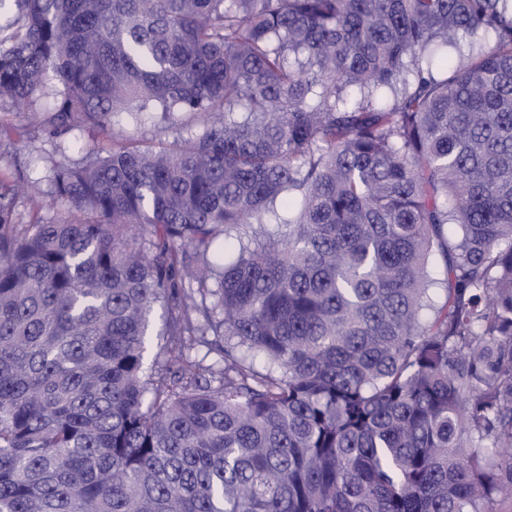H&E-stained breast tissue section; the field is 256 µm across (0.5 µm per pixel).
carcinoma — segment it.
I'll use <instances>...</instances> for the list:
<instances>
[{
	"instance_id": "cac0c4a2",
	"label": "carcinoma",
	"mask_w": 512,
	"mask_h": 512,
	"mask_svg": "<svg viewBox=\"0 0 512 512\" xmlns=\"http://www.w3.org/2000/svg\"><path fill=\"white\" fill-rule=\"evenodd\" d=\"M11 2L0 103L174 137L0 181V512L512 498V0Z\"/></svg>"
}]
</instances>
